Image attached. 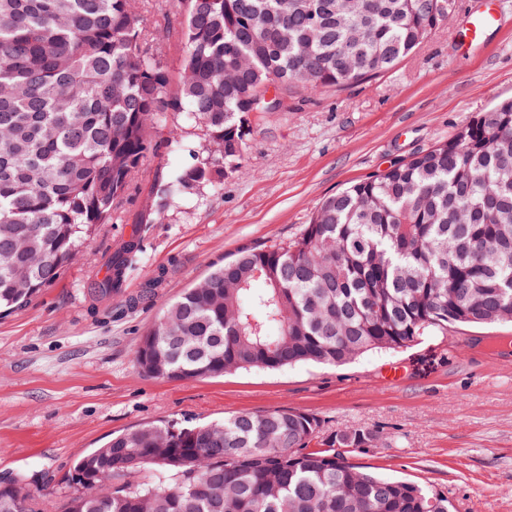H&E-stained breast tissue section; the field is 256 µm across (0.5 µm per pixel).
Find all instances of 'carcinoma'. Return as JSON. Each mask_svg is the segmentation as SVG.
<instances>
[{
    "label": "carcinoma",
    "instance_id": "cac0c4a2",
    "mask_svg": "<svg viewBox=\"0 0 512 512\" xmlns=\"http://www.w3.org/2000/svg\"><path fill=\"white\" fill-rule=\"evenodd\" d=\"M146 29L132 0H0V315L25 305L112 221L182 114L206 146L154 185L158 206L242 168V120L273 88L341 89L422 44L452 0H184ZM183 47L177 82L148 43ZM123 241L96 292L122 286ZM512 323V100L452 138L326 198L289 242L247 246L170 303L135 362L187 380L237 369L342 366L458 324ZM300 410L161 422L112 436L67 474L63 512H451L448 498L339 452ZM320 447L312 448L313 440ZM88 485L73 484L85 465Z\"/></svg>",
    "mask_w": 512,
    "mask_h": 512
}]
</instances>
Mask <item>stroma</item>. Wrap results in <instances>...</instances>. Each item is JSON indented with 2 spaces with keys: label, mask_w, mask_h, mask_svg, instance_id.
<instances>
[{
  "label": "stroma",
  "mask_w": 512,
  "mask_h": 512,
  "mask_svg": "<svg viewBox=\"0 0 512 512\" xmlns=\"http://www.w3.org/2000/svg\"><path fill=\"white\" fill-rule=\"evenodd\" d=\"M482 0H454L412 54L373 79L290 95L278 112L247 115L243 170L215 188L156 209L158 175L202 148L182 116L176 140L133 177L111 223L26 305L0 316V483L20 481L41 512H62V478L112 434L174 420L206 422L288 407L325 432L364 425L376 447L352 462L447 496L451 512H512V326H452L396 351L340 367L296 365L169 381L133 355L163 309L245 246L294 238L327 197L448 140L476 113L512 98V0L483 38L466 22ZM141 253L121 288L95 283L118 243Z\"/></svg>",
  "instance_id": "1"
}]
</instances>
